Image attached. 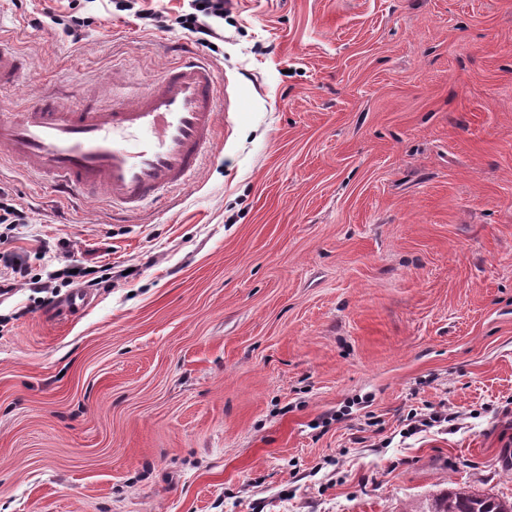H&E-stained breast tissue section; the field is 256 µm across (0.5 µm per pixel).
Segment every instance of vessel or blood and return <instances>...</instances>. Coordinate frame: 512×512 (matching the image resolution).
Masks as SVG:
<instances>
[{
  "label": "vessel or blood",
  "mask_w": 512,
  "mask_h": 512,
  "mask_svg": "<svg viewBox=\"0 0 512 512\" xmlns=\"http://www.w3.org/2000/svg\"><path fill=\"white\" fill-rule=\"evenodd\" d=\"M28 60L0 38V86ZM221 83L204 59L186 56L117 104L54 94L0 114V160L77 196L103 195L125 213L189 184L217 141Z\"/></svg>",
  "instance_id": "1"
}]
</instances>
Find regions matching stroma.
<instances>
[{
  "instance_id": "obj_1",
  "label": "stroma",
  "mask_w": 512,
  "mask_h": 512,
  "mask_svg": "<svg viewBox=\"0 0 512 512\" xmlns=\"http://www.w3.org/2000/svg\"><path fill=\"white\" fill-rule=\"evenodd\" d=\"M0 0L41 91L118 99L200 49L219 144L120 221L16 167L33 272L0 297V512H422L512 497V0H225L216 49L110 0ZM447 413L413 434L411 413ZM428 512H512V499L480 496L454 487L435 499Z\"/></svg>"
}]
</instances>
